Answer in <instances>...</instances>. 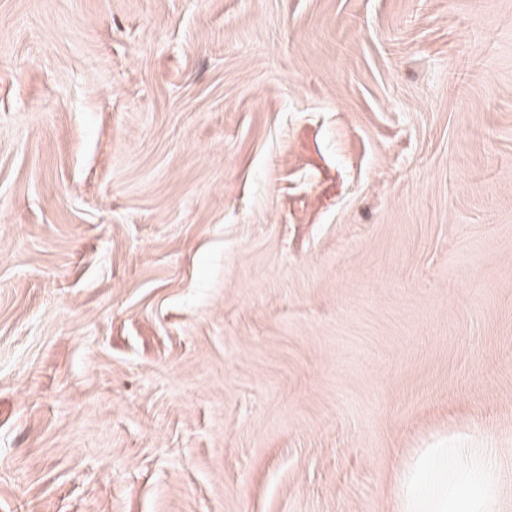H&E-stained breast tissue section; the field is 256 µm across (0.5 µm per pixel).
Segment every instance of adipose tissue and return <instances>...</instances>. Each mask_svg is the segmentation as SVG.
<instances>
[{"instance_id": "ef3b65f1", "label": "adipose tissue", "mask_w": 512, "mask_h": 512, "mask_svg": "<svg viewBox=\"0 0 512 512\" xmlns=\"http://www.w3.org/2000/svg\"><path fill=\"white\" fill-rule=\"evenodd\" d=\"M505 451L425 448L394 480L395 512H501Z\"/></svg>"}]
</instances>
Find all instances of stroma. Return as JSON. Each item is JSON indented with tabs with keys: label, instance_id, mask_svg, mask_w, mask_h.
Returning a JSON list of instances; mask_svg holds the SVG:
<instances>
[{
	"label": "stroma",
	"instance_id": "35a3bbf8",
	"mask_svg": "<svg viewBox=\"0 0 512 512\" xmlns=\"http://www.w3.org/2000/svg\"><path fill=\"white\" fill-rule=\"evenodd\" d=\"M512 449V0H0V512H392ZM504 460L505 448H423L391 485L395 512H502Z\"/></svg>",
	"mask_w": 512,
	"mask_h": 512
}]
</instances>
